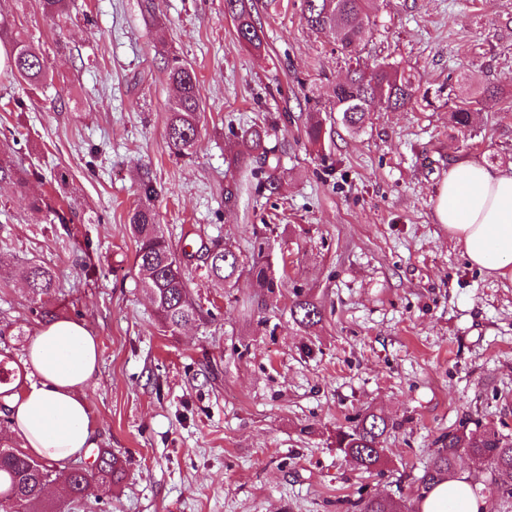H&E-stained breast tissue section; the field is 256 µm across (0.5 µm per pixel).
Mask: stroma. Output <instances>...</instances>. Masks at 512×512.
Wrapping results in <instances>:
<instances>
[{
	"instance_id": "stroma-1",
	"label": "stroma",
	"mask_w": 512,
	"mask_h": 512,
	"mask_svg": "<svg viewBox=\"0 0 512 512\" xmlns=\"http://www.w3.org/2000/svg\"><path fill=\"white\" fill-rule=\"evenodd\" d=\"M69 0L46 19L40 0H0L9 29L38 40L45 89L0 82V135L32 176L0 188V255L52 266L56 316L101 341L87 391L94 447L126 461L119 485L93 483L64 512H345L343 500L406 503L437 438L468 416L512 434V285L471 266L434 217L457 159L512 166V0H375L356 55L309 29L302 0H252L263 49L238 41L224 0ZM196 70L205 108L192 155L174 156L166 117L169 55ZM412 70L421 99L380 111L359 131L333 112L356 62ZM496 90L482 98L483 89ZM481 98L473 125L451 131L456 104ZM328 135L308 143L298 117ZM267 134L276 192L229 161L242 136ZM175 251L256 239L279 284L251 273L221 285L188 263L201 317L161 328L134 266L127 212L140 167ZM65 173L72 224L44 223L30 200ZM301 289L323 309L306 329L290 308ZM0 351L24 362L40 323L21 280L0 275ZM374 412L399 421L380 470L355 469L337 430Z\"/></svg>"
}]
</instances>
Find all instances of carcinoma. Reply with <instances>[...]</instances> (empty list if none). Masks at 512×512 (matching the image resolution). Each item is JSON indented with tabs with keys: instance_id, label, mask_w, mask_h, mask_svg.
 <instances>
[{
	"instance_id": "obj_1",
	"label": "carcinoma",
	"mask_w": 512,
	"mask_h": 512,
	"mask_svg": "<svg viewBox=\"0 0 512 512\" xmlns=\"http://www.w3.org/2000/svg\"><path fill=\"white\" fill-rule=\"evenodd\" d=\"M226 2L238 40L256 50L261 49L262 39L248 0ZM304 3V19L310 29L333 31L344 51L350 54L358 51L370 31L364 18L368 17L372 0H304ZM166 73L176 91L166 119V136L172 152L186 157L192 154L204 121L199 79L194 68L176 55L167 60ZM0 76L23 80L35 87L41 85L47 80L48 72L39 45L29 37L12 35L7 62ZM418 92L414 75L393 63L358 66L336 86L334 105L342 114L343 124L356 130L362 128L378 108L398 110L416 100ZM471 112L468 104L455 107L449 112L450 126L454 129L469 127ZM300 120L309 142L320 143L324 138L322 121L311 113L300 116ZM242 146L236 163L248 160L257 164L252 174L260 180L261 187L274 192L276 178L267 170L272 168L270 159L275 156V148L265 145L258 130L243 138ZM14 154L15 149L9 145L0 148V183L22 189L29 170L16 162ZM56 183L52 192L33 201V207L43 211L51 224H69L73 206L65 191L66 176L58 175ZM137 192L139 204L128 213L129 228L137 242L134 263L143 275V288L151 298L158 322L175 333L200 316V309L188 289L186 261L193 258L201 261L206 276L221 284L240 277L244 261L232 247L204 241L195 253L179 256L157 222L154 201L158 188L149 171L141 174ZM265 245L263 240L257 242V257L253 258L251 272L259 288L273 293L278 284L268 277L261 265ZM16 272L28 289L30 312L42 320L52 317L50 305L56 288L53 269L30 263L17 268ZM291 315L304 328H312L322 320L321 306L299 292ZM395 428V422L366 413L349 430L336 433V448L358 469L372 472L384 452L381 438ZM438 443L430 464L417 478V499H422L438 478L457 477L458 461L466 455L485 462V468L467 476L465 481L473 487L490 481L499 489V498L485 512H512V435L483 430L479 420L468 417L459 428L442 435ZM123 473V461L106 450L99 452L92 471L73 463L59 467L30 457L0 434V512H61L59 505L47 498L48 486L60 484L63 495L75 502L83 498L91 477L115 484ZM346 505L355 512H403L395 501L380 496H362L346 501Z\"/></svg>"
}]
</instances>
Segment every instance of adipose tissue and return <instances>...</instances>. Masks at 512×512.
<instances>
[{
	"label": "adipose tissue",
	"mask_w": 512,
	"mask_h": 512,
	"mask_svg": "<svg viewBox=\"0 0 512 512\" xmlns=\"http://www.w3.org/2000/svg\"><path fill=\"white\" fill-rule=\"evenodd\" d=\"M434 213L471 265L512 284V167L455 162L437 188ZM99 361V337L77 321L59 319L35 332L25 360L33 381L7 398L11 432L30 456L60 464L93 447L85 391ZM486 505L467 482L447 479L426 493L419 512H480Z\"/></svg>",
	"instance_id": "adipose-tissue-1"
}]
</instances>
